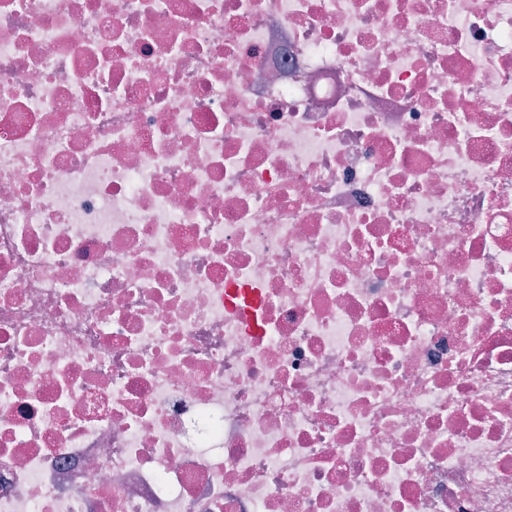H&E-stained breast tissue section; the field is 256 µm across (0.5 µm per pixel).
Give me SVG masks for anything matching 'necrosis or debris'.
<instances>
[{
    "instance_id": "4bbe7bcc",
    "label": "necrosis or debris",
    "mask_w": 512,
    "mask_h": 512,
    "mask_svg": "<svg viewBox=\"0 0 512 512\" xmlns=\"http://www.w3.org/2000/svg\"><path fill=\"white\" fill-rule=\"evenodd\" d=\"M0 512H512V0H0Z\"/></svg>"
}]
</instances>
